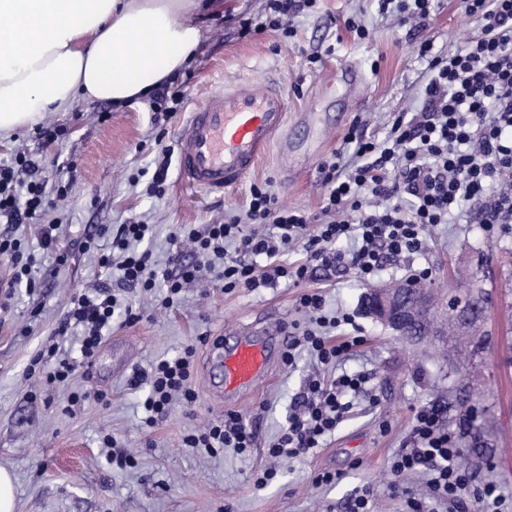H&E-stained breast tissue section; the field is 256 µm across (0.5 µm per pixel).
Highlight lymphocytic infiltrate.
<instances>
[{
    "label": "lymphocytic infiltrate",
    "instance_id": "f902f5d3",
    "mask_svg": "<svg viewBox=\"0 0 512 512\" xmlns=\"http://www.w3.org/2000/svg\"><path fill=\"white\" fill-rule=\"evenodd\" d=\"M463 2L466 13L477 19L480 33L448 54L435 50L427 39L417 44L418 57L427 62L421 107L396 113L381 139L351 130L346 141L355 147L352 160L320 165L327 222L312 225L305 213L280 205L271 191L253 187L246 218L210 224L200 233H173L162 308L177 304L184 284L197 278L198 259L204 255L218 262V278L228 290H253L282 278L299 282L314 264L350 268L368 281L387 258L421 252L425 229L450 223L460 201L479 204V219L486 229L512 223V0ZM38 169L25 152L0 162V220L26 224L67 198V185L47 187ZM265 224L274 226L276 236L262 232ZM152 231V225L132 222L112 232L111 250L100 255L99 263L117 268L121 287L154 288L151 251L133 248ZM350 236L355 247L337 249V241ZM300 241L305 244L306 262L277 263L280 253ZM259 256L272 261L261 275L252 263ZM116 306V295L105 290L72 298L63 324L82 327L83 363L95 357ZM299 307L308 318L302 341L318 363H336L362 344L359 336L331 342L328 331L340 320L325 315L322 295H301ZM194 354V349H184L177 357L160 359L150 370L133 375L131 386L146 391L145 426H152L174 401L187 405L195 401ZM366 382L362 374L344 373L329 382L311 378L268 455L297 458L314 453L335 432L352 406V396L363 392ZM414 438V448L395 455L391 469L399 476L424 474L435 500L408 496V512H437L440 503L447 504L448 512H457L470 477L457 465L462 450L449 434L440 408L417 414ZM185 443L212 452L231 448L245 455L254 446L255 433L239 416L229 414L187 436Z\"/></svg>",
    "mask_w": 512,
    "mask_h": 512
}]
</instances>
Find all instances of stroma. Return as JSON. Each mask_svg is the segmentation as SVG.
Instances as JSON below:
<instances>
[{"label": "stroma", "instance_id": "obj_1", "mask_svg": "<svg viewBox=\"0 0 512 512\" xmlns=\"http://www.w3.org/2000/svg\"><path fill=\"white\" fill-rule=\"evenodd\" d=\"M214 2L197 16L205 37L195 61L173 74L183 85L184 108L165 124L155 122L145 103L80 101L70 111L48 113L65 131L59 141L37 142L26 127L0 143V160L27 147L48 185H69L64 208L30 224L0 223L1 233L22 237L36 282L32 289L10 286L11 263L0 257V466L15 478V512H350L351 495L362 486L373 492V512H406L404 495L393 489L392 456L412 448L417 411L447 406L471 387L481 393L477 420L488 449L470 471L465 512H478L475 495L489 481L506 498L504 512H512V224L486 231L477 205H468L459 223L426 229L421 253L388 258L375 277L382 283L426 268L433 288L481 281L488 298L483 351L476 358L459 353L446 364L432 345L402 339L365 318L360 303L367 283L347 269L315 266L298 284L282 279L268 288L229 292L206 271L184 288L177 305L161 310L157 295L120 288L115 272L100 267L109 228L140 219L153 224L147 246L163 263L177 228L200 229L244 215L255 185L306 212L313 223L324 222L320 163L343 148L354 125L380 137L392 113L420 106L426 64L414 53L415 42L425 37L436 49L453 51L478 32L461 0H437L416 31L396 14L380 13L377 0H316L301 5L290 37L265 29L270 0ZM358 24L365 36L355 32ZM343 62L358 71L354 90L333 82ZM224 86L281 90L288 98V134L307 138V153L295 162L273 147L242 185L222 194L187 188L173 166L163 196H153L149 173L156 160L166 148H178L190 109ZM103 111L110 112L109 121L99 120ZM50 224L57 231L47 250L41 236ZM104 287L140 311V320L130 324L116 312L94 369L77 368L66 383L47 386L42 372L32 370L33 358L53 346L79 359L80 331H61L62 318L74 294ZM311 292L323 296L325 315L350 317L332 330L334 340L362 336L365 344L337 368L297 352L294 363L277 360L268 386L221 401L209 382V342L246 327L280 335L303 321L299 299ZM190 345L196 401L173 404L153 427H143L144 393L130 387V378ZM343 370L368 376L371 395L354 399L313 455L268 457L307 379H331ZM228 413L255 430L250 455L184 446L185 435ZM107 436L113 446L104 444ZM122 452L130 454V465L112 464L110 455ZM267 469L275 470V478L257 485ZM321 472L335 474V481L315 484Z\"/></svg>", "mask_w": 512, "mask_h": 512}]
</instances>
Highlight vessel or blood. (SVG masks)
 Segmentation results:
<instances>
[{"label": "vessel or blood", "mask_w": 512, "mask_h": 512, "mask_svg": "<svg viewBox=\"0 0 512 512\" xmlns=\"http://www.w3.org/2000/svg\"><path fill=\"white\" fill-rule=\"evenodd\" d=\"M288 100L277 90L223 89L192 110L179 142L182 180L201 193L240 184L287 127ZM273 336L217 337L209 361L217 373L220 398L257 391L271 375Z\"/></svg>", "instance_id": "1"}]
</instances>
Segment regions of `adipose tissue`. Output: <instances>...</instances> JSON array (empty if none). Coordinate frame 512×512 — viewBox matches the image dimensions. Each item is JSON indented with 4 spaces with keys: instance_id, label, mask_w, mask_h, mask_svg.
<instances>
[{
    "instance_id": "obj_1",
    "label": "adipose tissue",
    "mask_w": 512,
    "mask_h": 512,
    "mask_svg": "<svg viewBox=\"0 0 512 512\" xmlns=\"http://www.w3.org/2000/svg\"><path fill=\"white\" fill-rule=\"evenodd\" d=\"M198 0H0V140L79 100L140 102L196 55Z\"/></svg>"
}]
</instances>
